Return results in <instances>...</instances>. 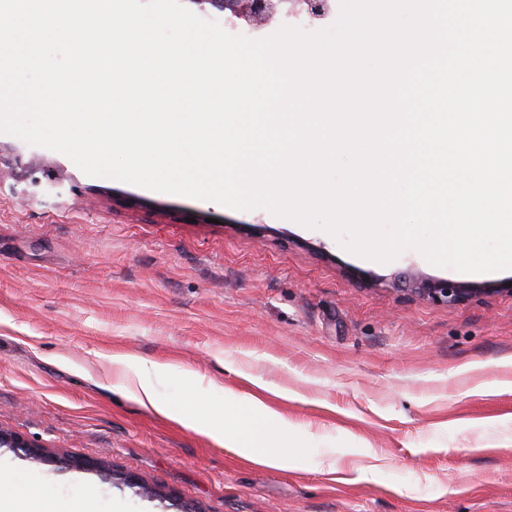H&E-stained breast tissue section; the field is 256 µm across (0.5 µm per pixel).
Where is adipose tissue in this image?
I'll use <instances>...</instances> for the list:
<instances>
[{"instance_id":"obj_1","label":"adipose tissue","mask_w":512,"mask_h":512,"mask_svg":"<svg viewBox=\"0 0 512 512\" xmlns=\"http://www.w3.org/2000/svg\"><path fill=\"white\" fill-rule=\"evenodd\" d=\"M112 362L132 371L136 376L137 383L131 391L135 399L162 416L173 417V410L168 404L159 400L151 381L152 375L160 373V364L123 353L113 354ZM224 400L229 404L244 407L256 416L257 424L254 428L246 430L243 429L237 416L230 415L225 417L223 425L208 429V436L219 444L228 441H245L248 447L258 450L259 458L263 463L272 466L283 465L285 459L280 452V447L287 442L291 428L287 417L254 394L247 396L228 390L224 393Z\"/></svg>"}]
</instances>
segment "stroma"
Here are the masks:
<instances>
[{"instance_id": "stroma-1", "label": "stroma", "mask_w": 512, "mask_h": 512, "mask_svg": "<svg viewBox=\"0 0 512 512\" xmlns=\"http://www.w3.org/2000/svg\"><path fill=\"white\" fill-rule=\"evenodd\" d=\"M45 159L64 206L0 187V429L165 494L0 450L9 486L67 512H512V270L463 274L414 250L381 264L257 208L153 192ZM417 270L484 287L450 307ZM166 365L160 398L210 425L224 391L288 417L285 466L253 462L139 404L112 355ZM196 379L181 378V370Z\"/></svg>"}]
</instances>
